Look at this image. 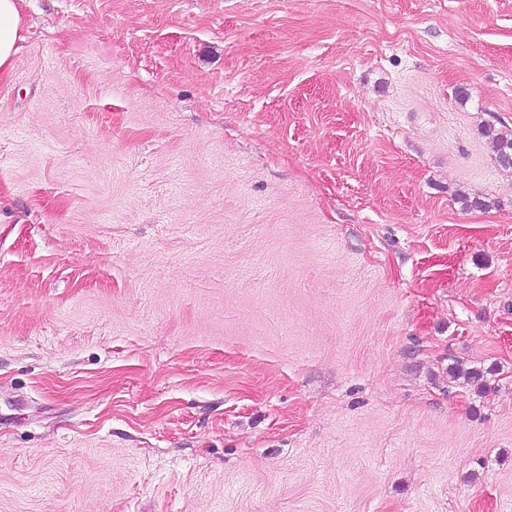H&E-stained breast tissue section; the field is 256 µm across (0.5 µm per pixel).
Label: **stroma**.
<instances>
[{
  "instance_id": "1",
  "label": "stroma",
  "mask_w": 512,
  "mask_h": 512,
  "mask_svg": "<svg viewBox=\"0 0 512 512\" xmlns=\"http://www.w3.org/2000/svg\"><path fill=\"white\" fill-rule=\"evenodd\" d=\"M21 9L0 512H512V0ZM485 135L492 138L496 150V161L500 167L512 168V134L496 132L492 127L484 131Z\"/></svg>"
}]
</instances>
